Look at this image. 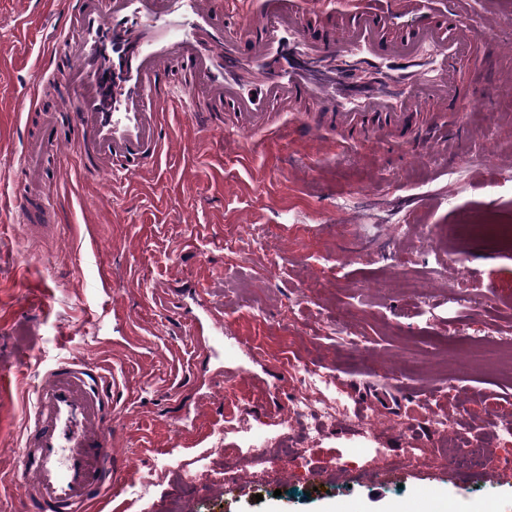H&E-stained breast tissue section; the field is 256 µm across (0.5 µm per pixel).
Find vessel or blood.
<instances>
[{"label": "vessel or blood", "mask_w": 512, "mask_h": 512, "mask_svg": "<svg viewBox=\"0 0 512 512\" xmlns=\"http://www.w3.org/2000/svg\"><path fill=\"white\" fill-rule=\"evenodd\" d=\"M448 0H402L415 22L389 29L387 0L309 9L305 0H259L230 13L222 0H64L51 48L39 67L68 114L39 107L19 159L28 189L13 199L36 238L52 229L48 150H74L84 175L132 180L160 157V104L179 92L172 65L193 78L189 103L204 127L232 134L269 130L274 112H316L307 136L336 132L340 143L434 142L429 122H414L422 101L448 109L459 101L457 64L478 60L483 35L466 8ZM112 392L99 365L64 357L35 389L20 456L24 512H90L118 477L110 445Z\"/></svg>", "instance_id": "obj_1"}]
</instances>
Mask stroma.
I'll return each mask as SVG.
<instances>
[{
    "instance_id": "obj_1",
    "label": "stroma",
    "mask_w": 512,
    "mask_h": 512,
    "mask_svg": "<svg viewBox=\"0 0 512 512\" xmlns=\"http://www.w3.org/2000/svg\"><path fill=\"white\" fill-rule=\"evenodd\" d=\"M58 9L0 0V371L16 378L0 399V512L18 509L27 399L72 356L100 365L116 404L121 476L95 512H425L433 497L448 512H512V438L495 434L512 375L470 346L512 348V254L454 234L470 219L512 224V26L496 23L512 0H470L495 47L463 65L457 110L424 106L445 144L331 149L299 137L289 112L241 137L168 103L163 132L179 148L136 180H89L72 153L57 159V229L34 241L11 199L36 122L26 95L56 102L37 67ZM212 320L219 360L188 331ZM312 368L346 408L316 441L298 427L247 447L232 424L291 413ZM440 410L451 433L433 428ZM452 433L479 436L485 469L438 462Z\"/></svg>"
}]
</instances>
